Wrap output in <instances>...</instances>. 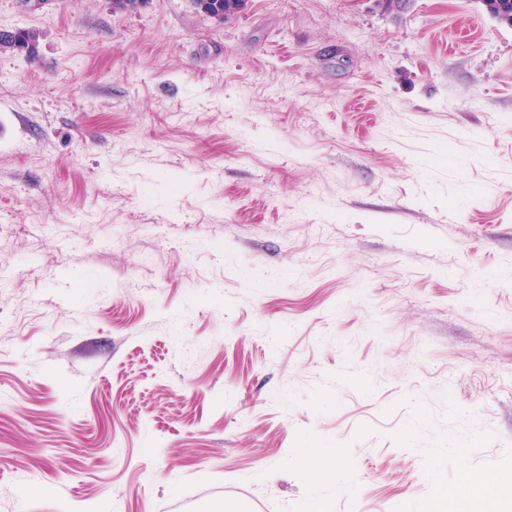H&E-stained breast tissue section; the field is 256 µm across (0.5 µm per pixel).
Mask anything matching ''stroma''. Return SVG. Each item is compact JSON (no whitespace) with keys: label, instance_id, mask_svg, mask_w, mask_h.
Returning <instances> with one entry per match:
<instances>
[{"label":"stroma","instance_id":"stroma-1","mask_svg":"<svg viewBox=\"0 0 512 512\" xmlns=\"http://www.w3.org/2000/svg\"><path fill=\"white\" fill-rule=\"evenodd\" d=\"M28 27L0 54V512L471 484L512 512V27L0 0ZM39 41V33L34 29L18 28L13 31L0 32V49L4 52H25L31 55L35 52Z\"/></svg>","mask_w":512,"mask_h":512}]
</instances>
